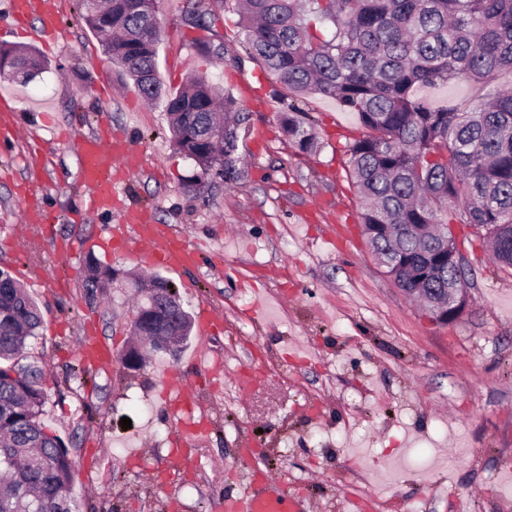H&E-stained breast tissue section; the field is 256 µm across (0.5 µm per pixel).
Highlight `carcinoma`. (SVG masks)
<instances>
[{
	"label": "carcinoma",
	"mask_w": 512,
	"mask_h": 512,
	"mask_svg": "<svg viewBox=\"0 0 512 512\" xmlns=\"http://www.w3.org/2000/svg\"><path fill=\"white\" fill-rule=\"evenodd\" d=\"M237 15L250 59L273 73L289 98L335 99L367 134L347 144L348 188L361 201V224L385 273L406 293L447 305L448 288L468 280L465 263L441 251L434 224H459L490 241L493 259L512 269V88L491 89L467 111L437 107L423 89L455 80L492 84L512 72V0H214ZM88 28L111 36L109 61L149 101L164 100L171 142L189 152L198 191L218 169L245 176L238 142L248 117L235 98L192 74L169 94L157 68V0L148 11L129 0H79ZM11 79L31 82L44 63L28 47L0 46ZM283 131L302 153L320 143L308 113L287 106ZM112 271L88 266L93 299ZM170 281L155 277L133 327L156 345L160 324L180 336L192 322ZM41 316L36 302L0 269V512H79L75 462L41 422L39 370L21 364Z\"/></svg>",
	"instance_id": "obj_1"
}]
</instances>
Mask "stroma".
Wrapping results in <instances>:
<instances>
[{
    "label": "stroma",
    "mask_w": 512,
    "mask_h": 512,
    "mask_svg": "<svg viewBox=\"0 0 512 512\" xmlns=\"http://www.w3.org/2000/svg\"><path fill=\"white\" fill-rule=\"evenodd\" d=\"M201 6L214 11L205 30L191 26L188 0H158V66L167 90L200 73L237 99L250 132L236 184L216 178L196 195V168L169 140L164 101H145L111 67L76 0H58L60 45L47 70L0 86L17 128L0 143V268L44 280L23 282L43 311L23 361L43 371V423L76 462L82 512H216L258 470L300 493L302 512H512V270L462 245L470 304L451 324L433 321L362 233L343 180L346 145L365 132L357 115L296 98L321 142L300 153L281 128L283 88L248 58L234 14ZM104 127L140 151L128 204L150 207L202 252L198 267L170 277L185 309L198 315L205 302L220 319L177 355L147 352L137 372L118 356L140 343L135 282L157 270L106 244L117 214L87 211L77 141ZM29 197L56 223L25 224ZM92 263L117 281L90 302L82 282ZM261 294L258 325L248 311ZM86 336L113 358L86 366L82 381L70 368ZM202 354L223 368L218 388L192 368ZM172 372L198 389L168 409ZM184 424L197 434L178 448Z\"/></svg>",
    "instance_id": "obj_1"
}]
</instances>
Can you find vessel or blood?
<instances>
[{"label":"vessel or blood","mask_w":512,"mask_h":512,"mask_svg":"<svg viewBox=\"0 0 512 512\" xmlns=\"http://www.w3.org/2000/svg\"><path fill=\"white\" fill-rule=\"evenodd\" d=\"M7 15L16 24H24L38 14V34L46 49L54 47L57 17L44 0H6ZM84 182L92 190L91 207L99 211L111 206L116 179L137 164L138 150L127 141L101 132L78 141ZM132 238L133 254L154 267L181 271L197 267L199 252L184 240L170 234L165 226L148 221L144 209L125 211L120 225L114 226V242ZM222 512H300L296 494L290 493L270 473H258L253 486L238 499L221 502Z\"/></svg>","instance_id":"obj_1"}]
</instances>
